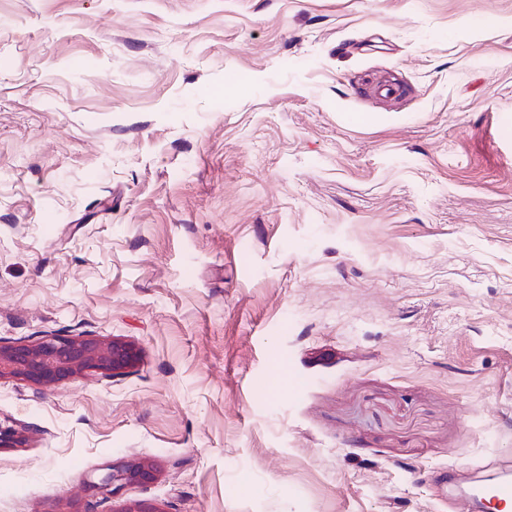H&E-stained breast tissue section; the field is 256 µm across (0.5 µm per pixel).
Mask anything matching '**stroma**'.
I'll use <instances>...</instances> for the list:
<instances>
[{
  "instance_id": "35a3bbf8",
  "label": "stroma",
  "mask_w": 512,
  "mask_h": 512,
  "mask_svg": "<svg viewBox=\"0 0 512 512\" xmlns=\"http://www.w3.org/2000/svg\"><path fill=\"white\" fill-rule=\"evenodd\" d=\"M45 336L139 362L0 381V512L140 459L99 512H473L512 474V0H0V339Z\"/></svg>"
}]
</instances>
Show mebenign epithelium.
Masks as SVG:
<instances>
[{
	"label": "benign epithelium",
	"instance_id": "7a95c632",
	"mask_svg": "<svg viewBox=\"0 0 512 512\" xmlns=\"http://www.w3.org/2000/svg\"><path fill=\"white\" fill-rule=\"evenodd\" d=\"M138 360L139 354L130 344L91 336H51L33 344L0 340V379L46 388L89 372L114 377L134 367ZM21 443L20 429L0 423V449ZM155 476V469L145 461L115 463L99 478L87 480V490L102 502L127 486L146 485Z\"/></svg>",
	"mask_w": 512,
	"mask_h": 512
}]
</instances>
